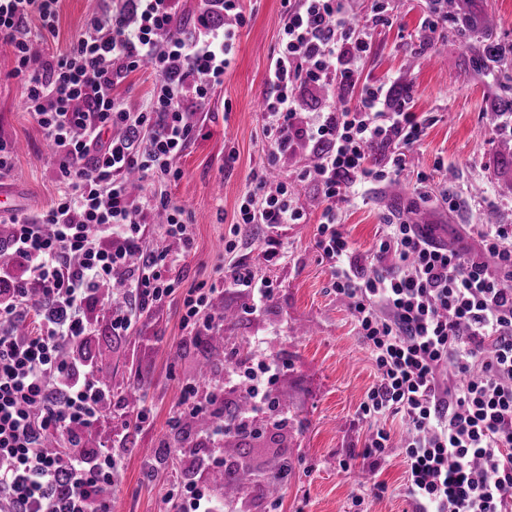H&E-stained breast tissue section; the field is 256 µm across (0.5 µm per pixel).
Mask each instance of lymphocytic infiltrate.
<instances>
[{"mask_svg":"<svg viewBox=\"0 0 512 512\" xmlns=\"http://www.w3.org/2000/svg\"><path fill=\"white\" fill-rule=\"evenodd\" d=\"M97 2L70 50L38 63L34 46L55 35L60 0H0V44L10 47L26 108L59 156L61 182L49 208L10 216L5 248L14 263L0 266V512H112L105 490L122 461L83 442L110 396L82 350L95 329L92 311L106 303L113 335L125 336L145 307L175 292L166 255L146 244L157 214L181 254L193 246L184 208L161 190L133 196L127 176L180 178L173 161L195 135L187 108L203 106L223 84L245 22L239 0H201L199 30L176 36L175 0ZM216 4L224 11L217 27L209 22ZM390 12L391 0H373L361 18L350 0H282L261 112L268 158L299 145L316 153L304 173L326 202L316 246L375 369L357 410L369 424L362 456L373 488L383 487L395 444L387 423L398 418L413 512H512V225H470L480 240L470 249L440 244L416 224H388L367 270L340 227V204L400 176L407 149L426 130L395 82L362 76L372 33L390 25ZM145 66L156 79L146 107L133 112L114 90ZM305 96L312 104L303 112ZM380 146L391 154L378 168L371 151ZM305 220L291 183L270 190L257 174L233 230ZM222 286L249 290L255 313L271 296L267 280L228 267L222 285L188 289L184 343L218 329L211 308ZM32 314L37 326L28 331ZM281 369L260 338L248 360L225 351L222 376L183 382L174 414L181 448L160 442L146 472L154 479L181 454L187 470L163 488L166 512H223L203 474L234 464L224 445L241 428L261 420L279 436L269 384Z\"/></svg>","mask_w":512,"mask_h":512,"instance_id":"lymphocytic-infiltrate-1","label":"lymphocytic infiltrate"}]
</instances>
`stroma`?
<instances>
[{
	"instance_id": "1",
	"label": "stroma",
	"mask_w": 512,
	"mask_h": 512,
	"mask_svg": "<svg viewBox=\"0 0 512 512\" xmlns=\"http://www.w3.org/2000/svg\"><path fill=\"white\" fill-rule=\"evenodd\" d=\"M244 26L239 29L235 60L224 83L190 120L194 139L174 160L180 179L168 183L172 202L189 216L193 248L169 267L184 289L199 282L221 281L226 264L240 262L268 280L273 299L259 317L248 314L242 293L217 294L216 309L238 312L234 324L221 326L225 343L247 346L255 336L268 339L286 368L274 382L287 393L288 428L281 439L295 474L274 512H411L403 494L404 464L400 449L389 451L380 476L382 493L365 484L360 456L367 425L357 408L375 381L372 362L353 331L346 300L332 286L328 263L315 246L325 206L314 182L298 180L313 156L303 148L268 161L260 103L267 68L278 48L281 0H241ZM465 9L491 19L497 40L512 44V0H466ZM393 24L373 35L363 76L408 78L414 112L427 121L423 140L409 153L401 177L372 184L364 201L343 208L341 222L361 263H369L382 226L393 217L434 228L438 239L455 246L465 224L512 225V134L502 131L500 109L491 104L500 93L502 67L474 72L465 45L453 37L427 45L419 31L428 13L427 0H394ZM87 0H61L57 34L36 53L45 58L65 52L84 31ZM10 53L0 52V138L17 147L15 170L0 180V191L12 194L16 213L44 208L58 189V163L42 128L27 111L24 83L14 73ZM293 182L307 221L275 233L288 250L278 263L264 256L262 229L232 235L230 228L255 172ZM430 177L432 188H448L457 208L446 202H422L414 191L417 173ZM233 252H226L229 241ZM182 296L147 309L132 335L113 337L107 313L96 307L98 322L88 343L106 350L100 367L112 403L85 435L87 446H105L121 455L123 468L112 494V512H161V481L147 482L145 463L167 439L182 381L195 375L201 359L190 350L179 359L171 351L182 340ZM140 390L153 407V422L125 446L120 399Z\"/></svg>"
}]
</instances>
